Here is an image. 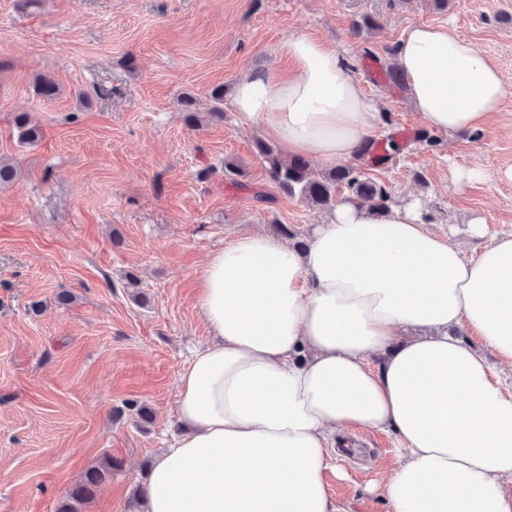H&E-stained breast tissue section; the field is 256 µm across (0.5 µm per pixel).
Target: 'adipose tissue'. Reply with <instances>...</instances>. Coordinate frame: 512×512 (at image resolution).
<instances>
[{
    "label": "adipose tissue",
    "mask_w": 512,
    "mask_h": 512,
    "mask_svg": "<svg viewBox=\"0 0 512 512\" xmlns=\"http://www.w3.org/2000/svg\"><path fill=\"white\" fill-rule=\"evenodd\" d=\"M283 52L290 72L244 73L235 109L284 156L357 158L380 112L343 54L304 32ZM397 62L438 132H477L512 100L445 25L412 27ZM198 304L211 340L179 375L188 430L150 470L143 512H349L325 479L327 435L346 427L399 438L377 485L390 512H512V391L482 354L512 362V235L468 259L414 207L344 199L304 248L256 234L215 251Z\"/></svg>",
    "instance_id": "adipose-tissue-1"
}]
</instances>
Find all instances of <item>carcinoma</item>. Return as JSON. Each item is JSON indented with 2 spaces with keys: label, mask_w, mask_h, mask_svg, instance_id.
Wrapping results in <instances>:
<instances>
[{
  "label": "carcinoma",
  "mask_w": 512,
  "mask_h": 512,
  "mask_svg": "<svg viewBox=\"0 0 512 512\" xmlns=\"http://www.w3.org/2000/svg\"><path fill=\"white\" fill-rule=\"evenodd\" d=\"M35 92L47 99L55 98L59 85L48 75L35 79ZM214 101L209 115L214 121L224 120V86L215 87L211 93ZM13 135L19 145H33L42 138V130L28 112H19L13 117ZM398 147L381 144L377 141L366 143L360 155V164L338 166L328 172L314 173L309 163L302 157L283 158L272 146L259 140L256 153L264 162L271 180L281 191L299 196L322 209H332L336 205V189L340 186L349 190L353 199L367 203L374 208H383L392 203L390 189L383 183L365 176L362 166H383L390 163ZM112 473V461L106 460L89 468L82 480L72 489L68 502L61 512H78L76 505L94 497L98 488Z\"/></svg>",
  "instance_id": "carcinoma-1"
}]
</instances>
